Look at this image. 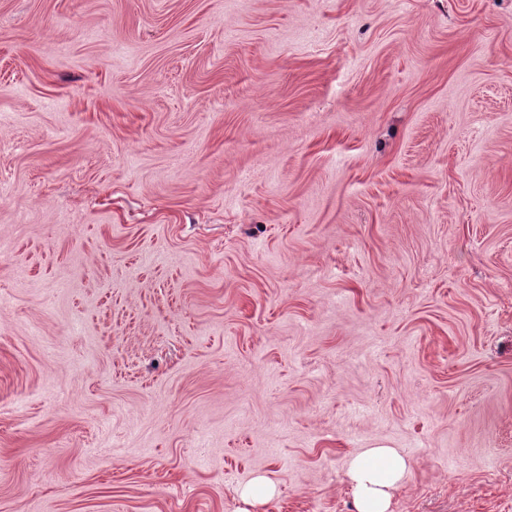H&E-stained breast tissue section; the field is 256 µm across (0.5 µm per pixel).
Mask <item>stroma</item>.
Segmentation results:
<instances>
[{"instance_id": "obj_1", "label": "stroma", "mask_w": 512, "mask_h": 512, "mask_svg": "<svg viewBox=\"0 0 512 512\" xmlns=\"http://www.w3.org/2000/svg\"><path fill=\"white\" fill-rule=\"evenodd\" d=\"M512 512V0H0V512ZM382 469H378L377 465ZM405 459L394 448L377 446L352 457L346 468L357 512H387L392 493L403 482Z\"/></svg>"}]
</instances>
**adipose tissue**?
<instances>
[{"label": "adipose tissue", "mask_w": 512, "mask_h": 512, "mask_svg": "<svg viewBox=\"0 0 512 512\" xmlns=\"http://www.w3.org/2000/svg\"><path fill=\"white\" fill-rule=\"evenodd\" d=\"M407 471L396 449L378 446L352 457L346 468L357 512H388L392 493Z\"/></svg>", "instance_id": "obj_1"}]
</instances>
